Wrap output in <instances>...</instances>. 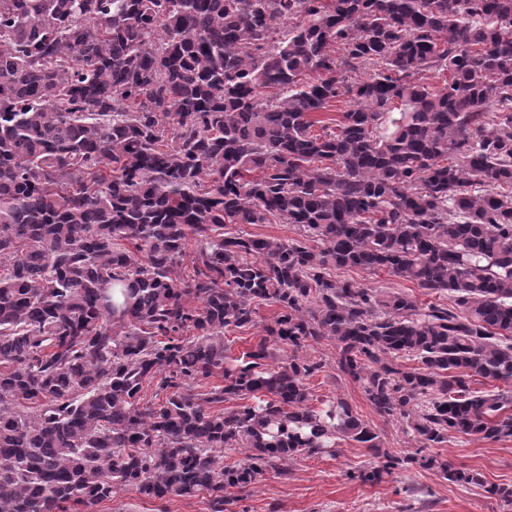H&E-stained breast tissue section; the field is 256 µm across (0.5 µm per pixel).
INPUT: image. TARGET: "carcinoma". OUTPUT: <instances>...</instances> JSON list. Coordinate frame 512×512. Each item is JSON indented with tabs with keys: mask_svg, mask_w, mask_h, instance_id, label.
I'll use <instances>...</instances> for the list:
<instances>
[{
	"mask_svg": "<svg viewBox=\"0 0 512 512\" xmlns=\"http://www.w3.org/2000/svg\"><path fill=\"white\" fill-rule=\"evenodd\" d=\"M272 219L302 239L233 228ZM320 339L420 447L512 440V390L469 387L512 382V0H0V512L119 488L226 512L345 439L482 484L382 449L341 399L315 410ZM331 274L338 281H348L361 288H375L379 290H400L415 297L419 304H428L430 302L450 305L448 296L425 294V290L418 288L415 284L393 277L385 272L370 273L358 268L337 269L331 267ZM275 311V306L262 305L256 314L257 325L247 329L226 332L227 338H224V341L228 348L226 356L229 364L233 363V359L241 357L243 352L250 351L256 345L260 340L264 325L271 321Z\"/></svg>",
	"mask_w": 512,
	"mask_h": 512,
	"instance_id": "obj_1",
	"label": "carcinoma"
}]
</instances>
